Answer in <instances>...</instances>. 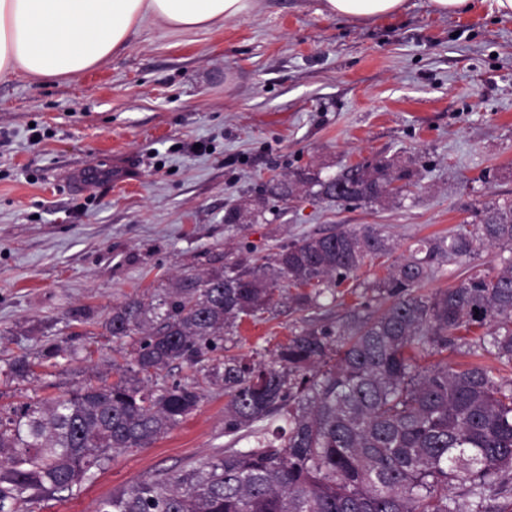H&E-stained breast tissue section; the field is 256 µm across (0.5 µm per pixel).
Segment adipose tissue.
<instances>
[{
  "label": "adipose tissue",
  "mask_w": 512,
  "mask_h": 512,
  "mask_svg": "<svg viewBox=\"0 0 512 512\" xmlns=\"http://www.w3.org/2000/svg\"><path fill=\"white\" fill-rule=\"evenodd\" d=\"M254 0H0V78L73 81L122 52L148 24L189 32L251 11ZM405 0H320L326 18L367 22Z\"/></svg>",
  "instance_id": "adipose-tissue-1"
}]
</instances>
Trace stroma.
Instances as JSON below:
<instances>
[{
	"instance_id": "stroma-1",
	"label": "stroma",
	"mask_w": 512,
	"mask_h": 512,
	"mask_svg": "<svg viewBox=\"0 0 512 512\" xmlns=\"http://www.w3.org/2000/svg\"><path fill=\"white\" fill-rule=\"evenodd\" d=\"M316 6L259 0L221 28L153 27L75 82L0 79V366L22 354L35 362L27 379L0 374V406L117 381L113 357L132 341L105 329L113 306L162 293L175 276L379 225L393 252L366 259L309 316L336 325L374 305L370 283L417 240L455 232L474 206L512 200V15L494 0L448 16L406 0L400 13L357 23ZM390 156L416 173L407 197L349 205L305 194L284 204L268 194L274 177L326 178ZM260 195V217L225 223L231 205ZM510 257L496 247L441 263L422 290L496 274ZM73 311L83 321H67ZM300 318L281 301L240 324L224 352L269 359ZM51 344L79 353L41 358ZM190 380L203 385L195 412L35 512H92L112 491L249 447L225 434L224 391L203 371L175 362L147 383Z\"/></svg>"
}]
</instances>
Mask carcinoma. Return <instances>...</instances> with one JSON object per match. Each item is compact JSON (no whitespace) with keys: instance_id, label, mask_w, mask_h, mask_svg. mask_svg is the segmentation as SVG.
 Segmentation results:
<instances>
[{"instance_id":"1","label":"carcinoma","mask_w":512,"mask_h":512,"mask_svg":"<svg viewBox=\"0 0 512 512\" xmlns=\"http://www.w3.org/2000/svg\"><path fill=\"white\" fill-rule=\"evenodd\" d=\"M302 185L323 199L339 190L345 203L366 204L404 197L417 183L393 159L324 179H272L282 201ZM485 246L512 248V200L476 208L473 222L449 236L417 241L372 283V313L307 323L268 362L226 356L212 365L224 388L225 432L245 430L253 445L114 491L93 512H501L486 492L496 485L512 498V379L480 362L451 364L444 353L465 346L512 365V258L494 275L421 292L435 264ZM391 250L376 224L341 227L259 262L184 273L155 299L112 308V336L138 337L133 358L116 365V382H78L48 403L0 410V512H34L73 494L199 407L197 383L154 389L142 376L174 362L197 367L243 321L270 312L283 288L298 289L296 311L321 309L368 257ZM32 368L23 355L7 363V375L25 378Z\"/></svg>"}]
</instances>
